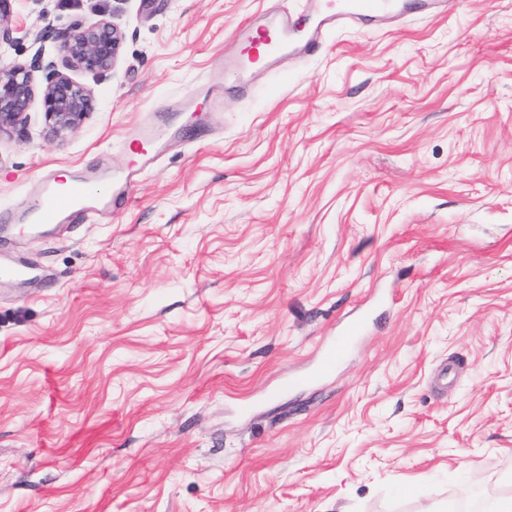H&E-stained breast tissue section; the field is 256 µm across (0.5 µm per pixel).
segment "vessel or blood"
Masks as SVG:
<instances>
[{"label":"vessel or blood","mask_w":512,"mask_h":512,"mask_svg":"<svg viewBox=\"0 0 512 512\" xmlns=\"http://www.w3.org/2000/svg\"><path fill=\"white\" fill-rule=\"evenodd\" d=\"M435 2L422 0L413 8L405 0L395 6L390 5L389 0H339L337 6L319 5L300 14L265 10L253 15L249 23L240 29L238 38L264 47L266 62L271 65L295 52L309 56L315 54L335 29L372 25L392 9L401 15L414 11L421 13L426 7L434 6ZM130 181L127 175L116 179L111 196L104 197L99 195L97 178L91 174L75 176L64 192L57 189L52 179H45L41 200L27 215L26 222L33 233L42 234L117 208L127 199ZM31 271V265L23 258L0 251V281L21 279ZM363 327L364 323L359 319L347 324L343 335L324 349L315 369L316 375L324 376L334 370L337 359L361 334Z\"/></svg>","instance_id":"vessel-or-blood-1"}]
</instances>
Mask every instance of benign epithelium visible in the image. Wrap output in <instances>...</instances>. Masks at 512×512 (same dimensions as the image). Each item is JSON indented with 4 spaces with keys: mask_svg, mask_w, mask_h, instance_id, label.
<instances>
[{
    "mask_svg": "<svg viewBox=\"0 0 512 512\" xmlns=\"http://www.w3.org/2000/svg\"><path fill=\"white\" fill-rule=\"evenodd\" d=\"M27 0H0V135L22 125L35 102H40L45 134L63 141L78 130L97 97L92 87L82 84L51 63L42 64L40 57L31 62L9 58L3 46L16 41L14 34L23 32L20 14L12 4L24 6ZM124 33L112 19L101 17L64 35L59 44L66 68L104 74L112 71L120 55ZM49 69L45 83L35 85L34 73Z\"/></svg>",
    "mask_w": 512,
    "mask_h": 512,
    "instance_id": "obj_1",
    "label": "benign epithelium"
}]
</instances>
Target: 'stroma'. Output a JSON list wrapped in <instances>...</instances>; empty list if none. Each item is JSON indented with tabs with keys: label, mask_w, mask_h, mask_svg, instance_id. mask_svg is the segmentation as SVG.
Masks as SVG:
<instances>
[{
	"label": "stroma",
	"mask_w": 512,
	"mask_h": 512,
	"mask_svg": "<svg viewBox=\"0 0 512 512\" xmlns=\"http://www.w3.org/2000/svg\"><path fill=\"white\" fill-rule=\"evenodd\" d=\"M269 0H31L29 35L111 16L99 105L66 141L0 136V217L45 174L132 169L127 207L12 230L0 282V512H487L512 498V0L340 28L225 63ZM205 127L177 102L205 103ZM363 334L312 372L346 324ZM167 133V123L164 115H155L150 118L143 129L140 131V138L152 146V150L146 152L141 160L140 169L153 164L155 158V149L159 141ZM33 267L23 258L0 251V281H12L26 277Z\"/></svg>",
	"instance_id": "obj_1"
}]
</instances>
